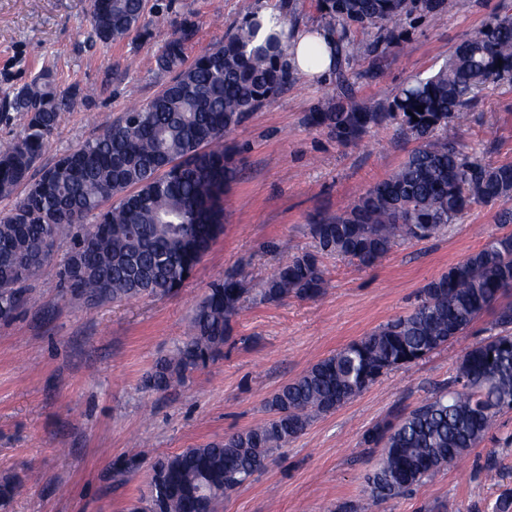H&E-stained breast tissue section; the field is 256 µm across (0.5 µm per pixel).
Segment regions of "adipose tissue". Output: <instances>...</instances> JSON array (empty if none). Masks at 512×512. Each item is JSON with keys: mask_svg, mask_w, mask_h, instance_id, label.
<instances>
[{"mask_svg": "<svg viewBox=\"0 0 512 512\" xmlns=\"http://www.w3.org/2000/svg\"><path fill=\"white\" fill-rule=\"evenodd\" d=\"M261 35L278 33L287 53L291 69L314 81L330 77L336 68L337 39L318 26L293 27L279 12L263 9Z\"/></svg>", "mask_w": 512, "mask_h": 512, "instance_id": "ef3b65f1", "label": "adipose tissue"}]
</instances>
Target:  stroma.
Segmentation results:
<instances>
[{"mask_svg": "<svg viewBox=\"0 0 512 512\" xmlns=\"http://www.w3.org/2000/svg\"><path fill=\"white\" fill-rule=\"evenodd\" d=\"M262 8L291 26L323 25L319 0H148L140 26L112 46L91 36V0H0V101L42 73L56 93L91 91L63 113L42 164L53 163L101 124L146 104L170 81L155 56L177 34L197 57ZM512 0H448L440 16L389 25L377 53L349 35L335 79L300 77L251 113L224 140L238 170L224 191V232L176 295L87 307L62 294L58 265L34 282L36 307L0 322V479L17 487L10 512H129L148 492L161 456L262 423L264 402L319 359L409 313L424 286L489 236L512 199L476 204L447 231L406 242L374 267L320 259L327 288L314 300L262 303L254 296L286 256L313 248L309 226L333 216L395 170L416 145L399 122L361 140H338L310 125L325 97L343 108L388 104L415 78L433 74L453 48ZM456 140L486 162H512V85L479 96ZM241 274L250 289L230 321L223 352L176 388L146 390L144 379L186 337L209 284ZM491 315L425 359L391 371L354 399L314 416L275 450L266 469L228 492L219 512H336L365 503L366 476L380 455L364 444L375 425L394 422L448 387L464 354L489 336ZM135 468L116 476L120 462ZM512 494V411L453 469L429 477L373 512H496Z\"/></svg>", "mask_w": 512, "mask_h": 512, "instance_id": "1", "label": "stroma"}]
</instances>
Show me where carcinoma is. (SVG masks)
Instances as JSON below:
<instances>
[{"mask_svg": "<svg viewBox=\"0 0 512 512\" xmlns=\"http://www.w3.org/2000/svg\"><path fill=\"white\" fill-rule=\"evenodd\" d=\"M325 26L341 55L355 28L377 50L382 30L413 15L433 18L448 0H320ZM145 18L142 0H92L95 36L108 46ZM259 23L242 25L224 42L186 63L184 37L156 55L173 79L145 105L107 124L71 150L79 172L57 159L48 190L30 172L64 112L80 97L57 96L39 78L10 101L27 115L23 134L0 146V320L33 301L32 281L70 240L59 264V287L89 307L178 293L222 231L224 185L236 175L224 136L297 80L277 38L248 50ZM512 83V15H496L458 43L435 74L403 88L378 111L343 109L327 99L309 115L341 140H357L386 119H398L422 144L386 179L331 217L311 225L316 252L294 255L259 289L267 302L316 299L327 285L318 254L336 253L370 267L405 241L434 238L473 204L512 199V162L491 164L467 152L449 128L479 93ZM423 112H418V109ZM418 121H413L412 117ZM23 189L17 196L15 191ZM94 223H87L88 218ZM246 293L244 279L213 283L197 305L187 338L160 360L145 386L166 391L222 352L231 318ZM512 232L490 237L477 252L421 290L414 309L319 360L266 401L270 418L202 446L158 458L151 467L165 493L133 512H216L224 494L266 468L271 454L302 435L317 414L353 399L384 374L410 365L492 314L498 333L459 363L455 388L442 391L395 423L377 425L364 442L382 447L367 478L378 507L457 464L483 441L498 414L512 409Z\"/></svg>", "mask_w": 512, "mask_h": 512, "instance_id": "carcinoma-1", "label": "carcinoma"}]
</instances>
